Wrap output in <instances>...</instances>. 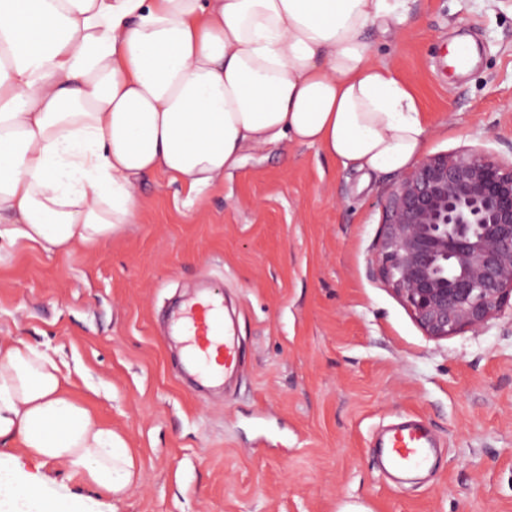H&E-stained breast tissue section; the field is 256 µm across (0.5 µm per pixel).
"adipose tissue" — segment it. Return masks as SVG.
Here are the masks:
<instances>
[{
  "mask_svg": "<svg viewBox=\"0 0 512 512\" xmlns=\"http://www.w3.org/2000/svg\"><path fill=\"white\" fill-rule=\"evenodd\" d=\"M405 2L0 0V256L97 245L135 223L145 176L196 197L268 145L411 165L426 123L367 39L397 30ZM13 445L109 498L134 482L124 439L58 362L0 339V512H97L26 476Z\"/></svg>",
  "mask_w": 512,
  "mask_h": 512,
  "instance_id": "ef3b65f1",
  "label": "adipose tissue"
}]
</instances>
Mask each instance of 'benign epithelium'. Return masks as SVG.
Instances as JSON below:
<instances>
[{
    "instance_id": "obj_1",
    "label": "benign epithelium",
    "mask_w": 512,
    "mask_h": 512,
    "mask_svg": "<svg viewBox=\"0 0 512 512\" xmlns=\"http://www.w3.org/2000/svg\"><path fill=\"white\" fill-rule=\"evenodd\" d=\"M372 264L432 338L512 300V159L483 146L419 160L387 193Z\"/></svg>"
}]
</instances>
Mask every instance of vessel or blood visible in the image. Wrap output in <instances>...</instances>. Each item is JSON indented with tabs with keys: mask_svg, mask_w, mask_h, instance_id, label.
Wrapping results in <instances>:
<instances>
[{
	"mask_svg": "<svg viewBox=\"0 0 512 512\" xmlns=\"http://www.w3.org/2000/svg\"><path fill=\"white\" fill-rule=\"evenodd\" d=\"M174 325L203 379L215 380L238 368L240 351L236 337L224 328L220 295L208 291L189 299L176 312ZM387 446L390 468L423 470L431 463L435 441L426 423H402L390 429Z\"/></svg>",
	"mask_w": 512,
	"mask_h": 512,
	"instance_id": "1",
	"label": "vessel or blood"
}]
</instances>
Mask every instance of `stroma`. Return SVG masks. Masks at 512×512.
<instances>
[{
    "mask_svg": "<svg viewBox=\"0 0 512 512\" xmlns=\"http://www.w3.org/2000/svg\"><path fill=\"white\" fill-rule=\"evenodd\" d=\"M406 8L399 32L368 38L429 119L424 154H512V0ZM458 36L477 50L464 71L449 60ZM398 179L271 145L192 201L143 178L137 223L96 247H21L0 263V338L53 356L135 458L133 488L101 512H512V306L480 330L425 335L371 268ZM207 283L224 293L242 366L198 391L167 314ZM412 418L440 456L400 483L374 445ZM13 454L55 496L96 494Z\"/></svg>",
    "mask_w": 512,
    "mask_h": 512,
    "instance_id": "obj_1",
    "label": "stroma"
}]
</instances>
